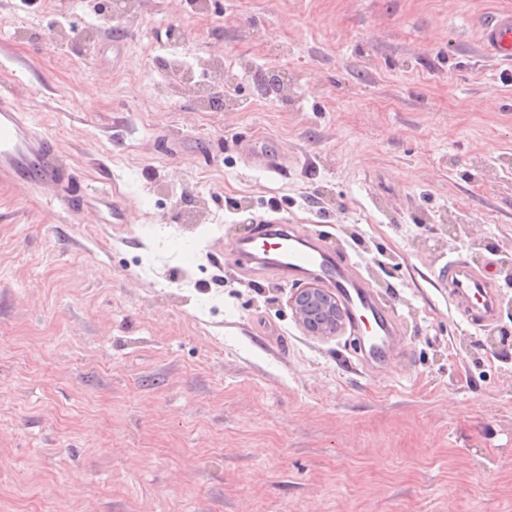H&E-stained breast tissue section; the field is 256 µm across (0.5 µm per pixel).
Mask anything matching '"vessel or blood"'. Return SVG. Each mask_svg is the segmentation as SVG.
Masks as SVG:
<instances>
[{
	"instance_id": "obj_1",
	"label": "vessel or blood",
	"mask_w": 512,
	"mask_h": 512,
	"mask_svg": "<svg viewBox=\"0 0 512 512\" xmlns=\"http://www.w3.org/2000/svg\"><path fill=\"white\" fill-rule=\"evenodd\" d=\"M481 41L491 56L512 62V14L487 16ZM0 185L23 190L53 187L57 200L66 208L107 206L113 223L125 221L122 209L111 205L102 191L78 185L56 162L49 138L30 122L13 96L0 94ZM232 255L244 268L274 269L289 280H311L333 292L348 316L352 334L364 359L382 362L389 356L396 333L394 314L376 301L370 284L355 275L348 260L336 257L322 243L303 244L293 229L284 224L263 228L260 233L237 238ZM448 286V301L465 318L474 322L470 303L480 299L483 318L494 315L497 297L489 272L476 271L466 259L454 257L440 272Z\"/></svg>"
}]
</instances>
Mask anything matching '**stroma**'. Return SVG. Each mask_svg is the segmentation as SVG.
<instances>
[{"label":"stroma","mask_w":512,"mask_h":512,"mask_svg":"<svg viewBox=\"0 0 512 512\" xmlns=\"http://www.w3.org/2000/svg\"><path fill=\"white\" fill-rule=\"evenodd\" d=\"M208 2L0 0V92L126 216L0 186V512H512V64L478 35L512 0ZM264 219L358 262L387 361L234 264ZM441 280L448 285V301L468 323L477 324V318L469 305L479 297L481 314L489 319L495 313L497 296L494 293V281L488 271H476L466 259L453 257L446 262L440 272Z\"/></svg>","instance_id":"35a3bbf8"}]
</instances>
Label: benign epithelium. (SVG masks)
<instances>
[{
	"label": "benign epithelium",
	"instance_id": "7a95c632",
	"mask_svg": "<svg viewBox=\"0 0 512 512\" xmlns=\"http://www.w3.org/2000/svg\"><path fill=\"white\" fill-rule=\"evenodd\" d=\"M289 304L296 322L311 336H334L344 325L343 308L325 288L307 284L295 291Z\"/></svg>",
	"mask_w": 512,
	"mask_h": 512
}]
</instances>
